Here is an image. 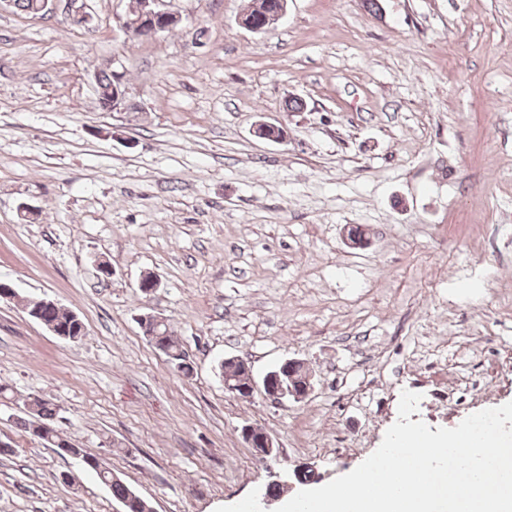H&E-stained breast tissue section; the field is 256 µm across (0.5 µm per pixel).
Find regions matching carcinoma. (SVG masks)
<instances>
[{"label": "carcinoma", "instance_id": "1", "mask_svg": "<svg viewBox=\"0 0 512 512\" xmlns=\"http://www.w3.org/2000/svg\"><path fill=\"white\" fill-rule=\"evenodd\" d=\"M111 86L112 75L106 71L101 72L97 94L100 104L105 109L110 107L109 91ZM23 307L28 316H33V312L36 311L45 322L66 327L72 330L73 335L77 338H82L81 331L74 330V315L71 311L62 307L48 309L39 306L33 298L25 300ZM152 340L173 354L184 352L182 342L173 334L167 323L159 326L156 336L152 337ZM56 415L57 406L42 398L30 397L23 403L22 416L19 417V421L45 446L56 449L61 455L80 457L86 469L95 473L100 482L111 489L112 496L127 506V512H153L151 503L115 476L102 458L76 447L65 439L54 426Z\"/></svg>", "mask_w": 512, "mask_h": 512}]
</instances>
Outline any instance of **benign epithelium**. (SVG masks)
Wrapping results in <instances>:
<instances>
[{
  "instance_id": "7a95c632",
  "label": "benign epithelium",
  "mask_w": 512,
  "mask_h": 512,
  "mask_svg": "<svg viewBox=\"0 0 512 512\" xmlns=\"http://www.w3.org/2000/svg\"><path fill=\"white\" fill-rule=\"evenodd\" d=\"M171 0H140L135 14H127L119 19L120 27L128 34L138 38L152 40L169 32L175 26L182 23V16L169 8ZM288 0H280L279 8L268 13L264 9V0H251V8L245 11L239 19V24L253 32L265 33L285 15ZM112 73V102L110 111L126 113L139 112L141 108L133 103L129 96V88L125 82L122 66L117 59H112L108 64ZM253 133L262 139L282 143L287 139L284 128L275 124L260 122L255 125ZM226 364H239L247 373L245 382H239L238 378L224 379V390L237 398H250L257 390H262L266 396L281 401L293 399L296 402L306 398L314 389V380L311 373H306L302 382L294 380L292 369L303 367L301 360L289 359L281 365L267 371L256 382L251 369L243 360L236 356L224 359ZM243 440L248 448L257 456L268 457L278 450L276 439L266 430H261L254 425L247 424L241 429Z\"/></svg>"
}]
</instances>
